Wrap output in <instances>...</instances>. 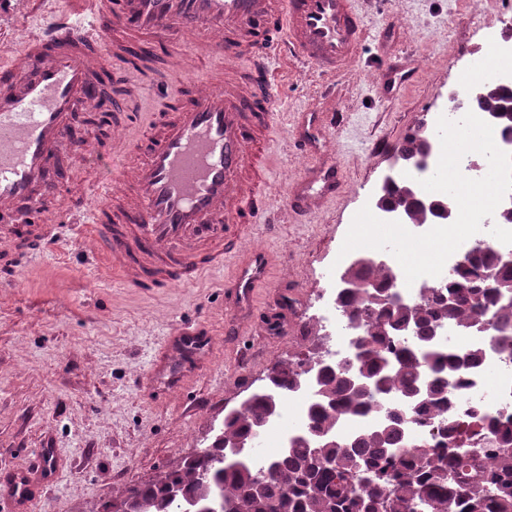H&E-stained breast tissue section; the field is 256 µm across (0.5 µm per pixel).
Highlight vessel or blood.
<instances>
[{"label": "vessel or blood", "instance_id": "b4317fda", "mask_svg": "<svg viewBox=\"0 0 512 512\" xmlns=\"http://www.w3.org/2000/svg\"><path fill=\"white\" fill-rule=\"evenodd\" d=\"M358 0H74L65 22L27 36L22 51L0 68V270L17 266L20 251L51 242L65 211H86V233L105 245L104 262L128 284L150 290L189 287L236 258L224 300L250 308L255 288L273 263L243 243L266 209L265 145L276 129L273 90L276 51L297 55L319 74H342L365 38ZM190 39L224 55V70L194 88L173 111L160 113L137 141L112 137L122 163L95 171L82 193L59 203V158L74 146L78 111L97 108L122 76L109 61L131 63L155 42ZM303 151L336 120L302 115ZM340 187L336 169H308L288 198L298 217L310 215ZM212 337L202 327L175 330L165 352L185 370L208 357ZM37 460L0 478V512H27L42 492Z\"/></svg>", "mask_w": 512, "mask_h": 512}]
</instances>
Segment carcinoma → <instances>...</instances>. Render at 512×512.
I'll list each match as a JSON object with an SVG mask.
<instances>
[{"label":"carcinoma","instance_id":"obj_1","mask_svg":"<svg viewBox=\"0 0 512 512\" xmlns=\"http://www.w3.org/2000/svg\"><path fill=\"white\" fill-rule=\"evenodd\" d=\"M398 180L384 187L381 200L407 212ZM499 250L479 246L470 263L454 269L448 287L424 286L408 303L393 298L387 271L365 266L358 281H377L378 295L353 288L341 297L356 332L352 361L312 368L319 396L306 429L283 456L263 466L233 463L224 442L248 441L273 414L254 395L231 417L215 441L151 484L134 486L112 504L114 512H197L218 498L230 512H512V418L505 420L473 406L455 427V387L482 358V349L443 346L447 327L462 330L489 324L486 340L512 358V266ZM412 336L399 343L404 329ZM319 356L278 364L269 375L275 401L296 388ZM412 402L404 419L389 418L345 443L337 427L348 417L389 404ZM430 426L432 442L409 449L407 433ZM484 429L496 437L484 448L466 441Z\"/></svg>","mask_w":512,"mask_h":512}]
</instances>
